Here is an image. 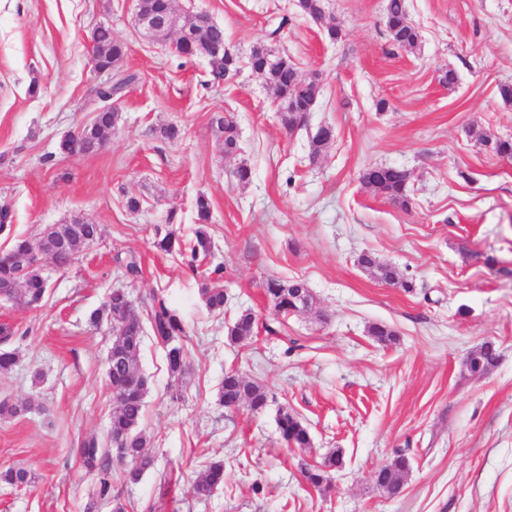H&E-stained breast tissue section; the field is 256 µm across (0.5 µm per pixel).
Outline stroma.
<instances>
[{
    "label": "stroma",
    "instance_id": "obj_1",
    "mask_svg": "<svg viewBox=\"0 0 512 512\" xmlns=\"http://www.w3.org/2000/svg\"><path fill=\"white\" fill-rule=\"evenodd\" d=\"M295 2L176 0L179 16L223 26L242 64L224 84L205 59L144 39L131 0H0V207L13 233L31 238L76 218L101 227L68 269L45 263L40 307L0 302V326L12 331L0 349L19 357L0 374V400L30 404L0 420V472L31 476L25 486L0 481V512H87L98 475L80 443L106 440L115 407L109 327L89 317L120 285L177 310L189 363L171 376L162 346L145 337L141 428L155 466L131 484L113 465L127 512H512V161L491 147L512 139V103L498 91L512 83V0H405L421 37L413 53L387 35V0H323L318 22ZM283 19L282 39L269 42ZM100 26L124 44L121 68L133 80L115 100L120 120L104 148L66 157L60 140L93 121L87 94L107 79L90 62ZM264 44L319 77L310 125L329 124L335 137L317 160L307 132L284 131L274 91L247 63ZM220 111L240 134L231 157L211 126ZM171 125L174 140L164 134ZM241 163L252 170L246 186L233 176ZM375 165L408 171L407 204L361 181ZM201 194L213 242L205 264L223 266L228 294L219 315L203 305L200 278L154 246L169 227L191 236ZM365 252L412 291L359 266ZM131 255L134 278L119 266ZM271 278L305 281L313 309L277 318ZM247 309L259 328L231 340L228 324ZM374 324L397 341L378 342ZM488 341L497 365L471 374L467 356ZM231 369L265 388L263 413L219 406ZM282 407L308 427L309 448L284 444ZM334 449L345 466L330 488L304 484L299 460ZM399 453L410 470L391 498L372 473ZM214 459L224 487L197 497L193 484Z\"/></svg>",
    "mask_w": 512,
    "mask_h": 512
}]
</instances>
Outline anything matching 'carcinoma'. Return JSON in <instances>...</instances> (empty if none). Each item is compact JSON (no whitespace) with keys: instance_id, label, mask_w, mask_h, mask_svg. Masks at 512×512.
Returning a JSON list of instances; mask_svg holds the SVG:
<instances>
[{"instance_id":"cac0c4a2","label":"carcinoma","mask_w":512,"mask_h":512,"mask_svg":"<svg viewBox=\"0 0 512 512\" xmlns=\"http://www.w3.org/2000/svg\"><path fill=\"white\" fill-rule=\"evenodd\" d=\"M182 26L195 30L194 51L198 56L208 54L211 46L224 42V28L221 26H200L197 18L191 17L183 21ZM386 29L390 41L407 52L415 51L420 43L418 30L409 22L405 8V0H388L386 6ZM94 50L99 65L103 68H116L124 56V47L112 38V30L99 27L93 35ZM270 52L265 48L256 47L249 56V66L253 72L263 76L271 85L291 88L294 94L292 101L294 111L280 113L282 125L292 131L301 130L307 124L309 104L318 97L319 80L315 76L303 78L288 59L282 55L275 58L270 65L265 57ZM210 74L217 81H226L235 77L240 69L237 58H208ZM131 78L118 73L112 85L106 89L92 88L90 98H110L121 92ZM119 113H102L98 122L85 128L83 139L75 145V152L86 155L97 151L99 140L109 125H117ZM211 125L224 140V153L234 155L239 152V133L234 117L229 113H216L211 118ZM333 140L329 132L321 129L311 136L310 161H315ZM362 182L375 191L386 195L394 202L407 204V186L409 174L406 170L394 166H374L364 170ZM197 227L190 242L183 241L174 229H169L154 242V246L165 253L178 254L183 264L194 276L203 277L200 296L211 312L224 311L226 293L221 269L215 268L210 274L201 271L202 262L211 251L212 241L207 230L210 207L207 198L200 195L196 199ZM0 234L10 237V246L0 254V283L12 282L15 300L26 307L39 305L46 296L47 281L42 266L31 261L20 266L17 258L30 256L38 250H48L46 232L32 239L12 234L10 211L0 208ZM51 235L66 239L62 248L53 252V260L57 267L65 268L78 259L84 248L101 236V228L97 224L84 225V233L80 237L70 236L66 224H58ZM358 262L361 267L371 269L379 279L393 284L407 292L413 290L410 281L402 279L397 272L380 264L370 253L360 255ZM306 284L299 280L284 281L271 278L266 281L265 292L273 301L274 308L283 314L294 308L293 298L296 289ZM107 322L112 330L110 353L116 360L106 365V381L112 393L115 409L112 412L111 439L101 442L92 437L81 444L83 464L91 471L98 473L99 486L95 492L96 499L111 505V512H125V506L118 496L112 494V442L123 448L128 461L124 473L129 483L138 482L142 475L153 465L152 456L146 451L147 437L140 429L144 413V399L149 390V381L139 365V354L145 332H150L154 340L163 346L168 371L172 375H183L186 371V352L182 343L184 329L177 312L160 296L150 293L135 301L124 288H114L101 307L90 314V322L99 325ZM257 329L253 313L243 311L228 327V335L233 340H240L254 335ZM499 355L495 346L484 343L468 357L469 371L473 374H484L498 363ZM218 401L222 406L233 409L241 402H246L255 413L264 411L268 406V394L265 388L255 381L249 380L236 372H229L218 392ZM277 425L283 440L291 448H307L310 436L307 427L291 413H278ZM404 454H398L382 472L381 489L393 496L399 493L405 479ZM344 458L340 451L329 452L322 462L311 464L305 460L300 462V471L308 481V485L316 490H323L329 484V472L340 469ZM224 487V461L208 463L201 478L193 485V492L199 497H209Z\"/></svg>"}]
</instances>
